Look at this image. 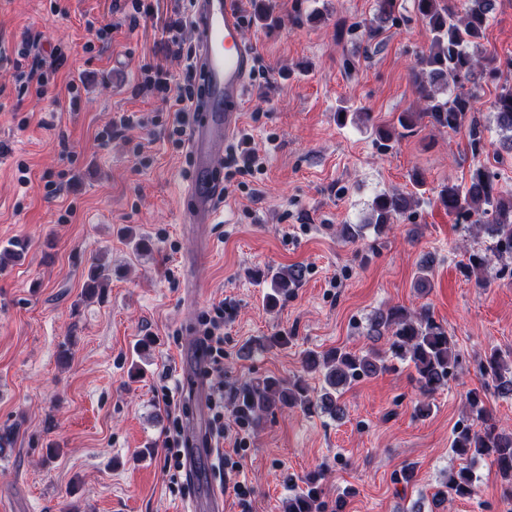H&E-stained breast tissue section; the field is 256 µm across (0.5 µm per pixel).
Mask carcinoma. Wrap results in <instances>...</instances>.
Masks as SVG:
<instances>
[{
    "instance_id": "cac0c4a2",
    "label": "carcinoma",
    "mask_w": 512,
    "mask_h": 512,
    "mask_svg": "<svg viewBox=\"0 0 512 512\" xmlns=\"http://www.w3.org/2000/svg\"><path fill=\"white\" fill-rule=\"evenodd\" d=\"M497 0H465L462 13L441 4V0H415V8L431 34L428 51L422 54L413 67V82L423 108L419 112H403L397 122L408 133L414 131L417 121L426 117L438 128L457 131L466 128L470 146L477 153L483 148L485 126L474 113V100L480 84L478 73L487 71L496 76L501 68L512 69V59L505 66L494 59L474 51ZM379 24L354 23L349 31H363L368 39L377 38L384 24L394 23L399 13L398 0H379ZM496 124L503 132L501 148L512 152V84L504 83L490 102ZM437 200L448 214L459 223H468L475 216L486 218L480 228L493 240L492 255L472 252L465 267L479 274L483 280L491 266L492 257H512V195L496 191L493 177L482 166L475 168L465 186H442ZM415 204L411 195L383 192L372 201L367 226L375 234L385 233L389 225L409 213ZM302 277L298 269L290 268L272 275L273 293L268 300L275 303L278 297L288 294ZM367 336L374 341L386 339L387 349L370 348L357 354L340 348L323 354L308 352L302 364L306 372L325 370V386L317 395L305 379L298 377L289 383L268 377L244 384L238 394L240 412L255 420L276 408H299L304 412L317 409L337 418L343 414L336 394L345 387L365 377H372L388 368L392 361L412 365L419 399L415 413L427 417L431 412L429 399L448 385L450 378L461 366V355L448 331L435 321L429 309L410 312L402 306L377 310L369 320ZM478 371L484 385H491L501 395H512V363H508L496 350L485 354L478 362ZM454 452L469 463L483 457L493 458L498 474L508 481L505 494L512 497V429L502 428L486 408L481 391L466 393V415L457 422L452 441ZM323 472H313L302 480V487L288 497L285 512H344L346 495L336 497L329 504L322 500L320 480ZM476 476L466 465L452 474L437 490L434 499L442 505L450 496L468 497L474 492Z\"/></svg>"
}]
</instances>
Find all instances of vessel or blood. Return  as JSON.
Returning a JSON list of instances; mask_svg holds the SVG:
<instances>
[{
  "mask_svg": "<svg viewBox=\"0 0 512 512\" xmlns=\"http://www.w3.org/2000/svg\"><path fill=\"white\" fill-rule=\"evenodd\" d=\"M238 0H194L193 28L199 46L203 93L187 145L194 175L182 213L186 224H209L222 195L218 173L224 145L241 128V112L255 54L243 39Z\"/></svg>",
  "mask_w": 512,
  "mask_h": 512,
  "instance_id": "b4317fda",
  "label": "vessel or blood"
}]
</instances>
